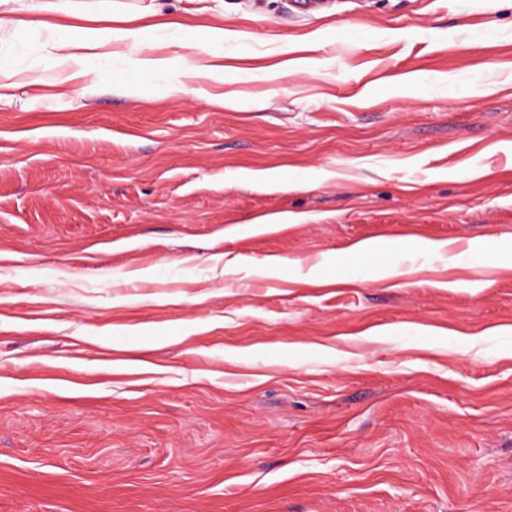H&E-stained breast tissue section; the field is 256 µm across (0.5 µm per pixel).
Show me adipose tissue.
<instances>
[{"label":"adipose tissue","instance_id":"obj_1","mask_svg":"<svg viewBox=\"0 0 512 512\" xmlns=\"http://www.w3.org/2000/svg\"><path fill=\"white\" fill-rule=\"evenodd\" d=\"M68 37L55 36L48 43V57L54 63H71L75 69L72 78L79 79L90 75L97 61L112 57L114 48L133 46L136 53L130 59L131 70L138 75H151L165 71L167 58L157 56L159 43L150 37L143 28L109 27L98 29L90 24L75 25ZM244 32L207 28L195 33V53L184 62L183 69L188 73L216 72L214 63L215 47L227 40L240 41ZM355 254L362 260L373 263L384 278H395L400 274V265L420 257L447 255L452 266L463 265L468 261L467 253L448 254L446 243L427 239L402 241L399 239H368L358 243Z\"/></svg>","mask_w":512,"mask_h":512}]
</instances>
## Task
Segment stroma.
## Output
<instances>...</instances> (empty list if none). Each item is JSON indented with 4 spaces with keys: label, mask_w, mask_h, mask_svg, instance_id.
Returning a JSON list of instances; mask_svg holds the SVG:
<instances>
[{
    "label": "stroma",
    "mask_w": 512,
    "mask_h": 512,
    "mask_svg": "<svg viewBox=\"0 0 512 512\" xmlns=\"http://www.w3.org/2000/svg\"><path fill=\"white\" fill-rule=\"evenodd\" d=\"M29 2L0 27V512H512V0H72L182 25L176 61L247 34L132 95L125 60L61 82L74 20ZM390 237L497 253L384 281L351 248ZM194 48L196 52L193 56L184 61V74L188 73H216L223 71L222 66L213 65L210 62L219 57L215 52V45L224 43V40L241 41L246 38V34L241 31L224 28H207L195 32Z\"/></svg>",
    "instance_id": "stroma-1"
}]
</instances>
